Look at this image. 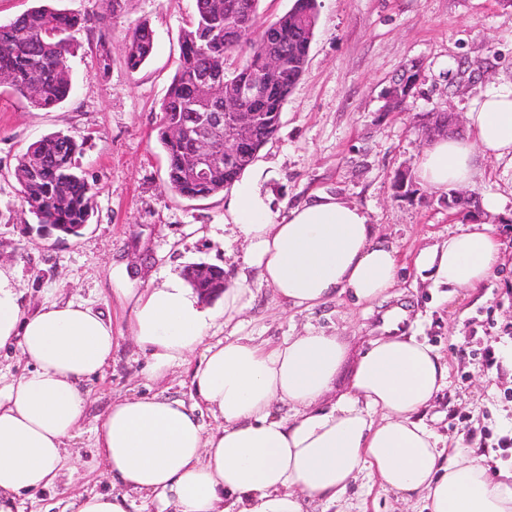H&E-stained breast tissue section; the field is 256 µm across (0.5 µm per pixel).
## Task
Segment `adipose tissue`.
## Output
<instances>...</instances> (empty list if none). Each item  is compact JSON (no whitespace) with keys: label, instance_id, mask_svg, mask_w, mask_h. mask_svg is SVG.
Segmentation results:
<instances>
[{"label":"adipose tissue","instance_id":"obj_1","mask_svg":"<svg viewBox=\"0 0 512 512\" xmlns=\"http://www.w3.org/2000/svg\"><path fill=\"white\" fill-rule=\"evenodd\" d=\"M484 159L512 171V80L488 84L463 131L434 140L416 173L445 191L481 181ZM224 221L247 243L261 283L288 307L311 311L339 296L369 305L396 285V249L379 240L364 208L339 196L318 191L286 209L252 169ZM415 263L435 284L474 291L503 254L495 226L480 222ZM114 294L129 305L132 335L150 355L146 379L192 364L198 400L113 402L95 429L113 489L83 497L77 512H127L132 493L158 512H307L315 500L341 501L363 471L402 500L426 501L429 512H512V467L489 477L477 449H442L425 423L448 365L434 348L398 334L397 320L360 353L347 392L330 403L348 355L339 336L309 329L272 345L251 336L209 343L217 318L229 322L250 308L242 282H228L220 311L176 275ZM12 345L29 370L0 387V512H19L22 497L55 486L65 442L83 419V383L108 365L115 338L111 324L81 304L24 313L11 273L0 268V348ZM279 402L293 406V419L275 414ZM206 412L221 426L206 430Z\"/></svg>","mask_w":512,"mask_h":512}]
</instances>
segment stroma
<instances>
[{"mask_svg": "<svg viewBox=\"0 0 512 512\" xmlns=\"http://www.w3.org/2000/svg\"><path fill=\"white\" fill-rule=\"evenodd\" d=\"M318 4L307 65L256 162L285 207L322 190L368 211L401 265L394 294L380 313L352 306L343 296L313 312L285 308L245 264V243L224 241L229 192L192 201L166 189L167 160L156 127L194 0H124L116 18L104 13L100 0H52L54 8L80 19L72 32L77 50L69 59V97L40 110L0 86V267L13 272L26 313L53 300L74 302L100 313L117 338L107 367L83 384L84 418L66 442L68 460L57 485L25 499L22 512H76L80 497L111 490L106 466L92 448L94 429L112 402L140 395L195 401L185 367L145 379L149 356L131 335L125 303L112 295L120 279L158 286L195 263L221 267L231 280L245 278L253 294L239 325L215 321L211 341L233 334L273 344L309 328L336 333L349 347L336 380L339 395L347 392L354 363L372 338L371 328L382 325L384 311L407 312L402 333L437 349L448 363V384L426 424L443 447L479 448L490 470H497L502 457L494 443L512 432V371L483 365L481 354L489 346L500 356L512 351V177L488 160L474 187L479 195L505 201L497 232L507 255L506 264L474 292L434 285L415 266L420 251L465 225L449 211L447 193L421 185L416 198H403L394 180L400 171L415 172L428 146L421 132L424 114L447 107L465 113L490 81L512 75V6L502 0ZM139 23L153 30L154 50L132 72L123 62V46L129 28ZM104 52L111 57L105 73L96 65ZM413 63L422 66L413 97L404 111H385L384 89ZM56 131L83 140L78 163L95 193L90 222L77 236L38 224L22 207L15 178L23 149ZM309 512L426 510L421 499L401 500L363 472L342 505L315 501Z\"/></svg>", "mask_w": 512, "mask_h": 512, "instance_id": "35a3bbf8", "label": "stroma"}]
</instances>
